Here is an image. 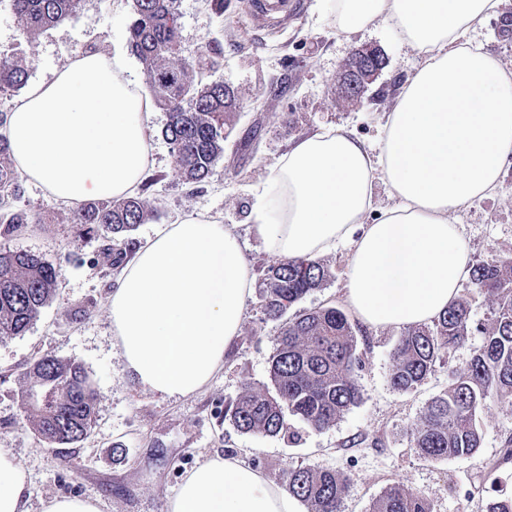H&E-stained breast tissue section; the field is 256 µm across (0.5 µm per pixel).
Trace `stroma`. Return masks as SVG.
Instances as JSON below:
<instances>
[{
  "instance_id": "1",
  "label": "stroma",
  "mask_w": 512,
  "mask_h": 512,
  "mask_svg": "<svg viewBox=\"0 0 512 512\" xmlns=\"http://www.w3.org/2000/svg\"><path fill=\"white\" fill-rule=\"evenodd\" d=\"M179 10L185 53L218 44L221 52L208 77L232 86L240 107L231 118L223 158L196 191L173 167L172 148L162 135L165 112L153 110L148 121L153 162L138 193L149 201L154 217L121 244L135 254L178 217L203 213L236 234L257 275L273 259L251 230V207L279 159L295 141L323 127L375 142L400 83L422 57L383 19L369 30L338 34L326 0H304L297 19L272 29L253 24L246 0H224L220 15L205 0H181ZM501 11V16L488 17L475 37L512 67V31L501 27L502 16H512V0H503ZM132 16V0H83L74 15L27 39L10 0H0V50L18 53L33 84L51 79L76 51L127 49ZM362 47L381 49L385 65L357 101L339 100L336 75ZM13 206L32 221L0 239V246L35 252L60 270L53 301L29 330L0 338V449L26 470L27 512H43L44 502L56 495L96 500L100 512H167L183 476L215 455L240 457L275 484L300 465L343 472L349 478L343 512H369L397 481L424 493L434 512H480L486 497L512 495V458L504 455V441L512 436V402L488 401L479 416L483 436L474 456L429 461L408 438L430 399L447 388L449 371L466 364L481 336H470L421 387L403 394L389 382L400 329L354 322L362 360L361 403L324 431L303 430L295 444L244 434L225 420L224 407L245 387L267 383L280 328L265 317L258 296L248 299L239 336L201 391L180 399L145 392L125 370L112 335L107 299L119 270L101 255L103 245L112 241L111 231L72 223L69 206L25 180ZM452 220L460 226L470 261L512 258V158L497 191L453 214ZM351 248L347 241L324 254L331 277L296 303V310L346 308ZM45 355L80 362L98 392L96 422L87 439L55 450L40 440L21 404L24 373Z\"/></svg>"
}]
</instances>
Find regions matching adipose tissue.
Wrapping results in <instances>:
<instances>
[{
	"instance_id": "1",
	"label": "adipose tissue",
	"mask_w": 512,
	"mask_h": 512,
	"mask_svg": "<svg viewBox=\"0 0 512 512\" xmlns=\"http://www.w3.org/2000/svg\"><path fill=\"white\" fill-rule=\"evenodd\" d=\"M500 0H331L338 33L391 21L423 57L377 144L323 128L279 161L253 230L275 259L313 258L352 241L345 300L364 325L408 328L441 315L468 270L450 214L490 196L512 156V70L473 34ZM151 99L121 53L76 52L32 85L6 120L16 169L55 200L133 196L150 165ZM394 203L375 222L373 185ZM253 275L239 240L186 215L136 253L108 299L126 370L147 392L201 390L240 333ZM22 463L0 451V512H27ZM168 512H306L284 486L234 457L187 472Z\"/></svg>"
}]
</instances>
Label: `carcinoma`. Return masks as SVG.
<instances>
[{
  "instance_id": "carcinoma-1",
  "label": "carcinoma",
  "mask_w": 512,
  "mask_h": 512,
  "mask_svg": "<svg viewBox=\"0 0 512 512\" xmlns=\"http://www.w3.org/2000/svg\"><path fill=\"white\" fill-rule=\"evenodd\" d=\"M32 38L74 14L82 0H10ZM179 0H133L129 46L147 75L155 106L166 112L163 135L172 146L173 163L182 180L197 190L214 174L224 156V140L237 107L232 88L222 81H205L214 66L207 45L184 55L178 26ZM378 49L355 51L336 77L347 88L363 90L377 69L365 64ZM27 73L13 52L0 51V93L21 89ZM7 142L0 138V196H18L19 173L9 165ZM154 217L141 197L81 203L72 209L74 224H103L122 238ZM31 218L22 211L0 217V236L12 234ZM331 276L323 262L311 258L281 260L263 270L261 307L267 318L283 320L271 359L269 381L250 386L224 411L240 432L294 443L295 424L322 431L336 424L362 399L358 381L361 358L358 340L347 315L339 308L305 311L292 318L288 311ZM59 271L28 251L0 248V337L20 336L54 298ZM472 289L456 297L448 310L432 321L409 327L393 347L391 386L410 393L434 372L436 365L462 346L473 333L481 345L466 364L449 375L448 388L431 399L410 429V442L427 460L471 457L480 448L478 415L489 398L512 402V260L490 259L470 266ZM491 301L490 316L475 321V296ZM22 406L35 432L50 446L83 441L96 419L97 392L83 366L50 356L29 365ZM283 485L306 505L307 512H341L347 477L338 471L299 466L289 469ZM370 512H433L429 500L400 483L386 487ZM482 512H512V497L485 501Z\"/></svg>"
}]
</instances>
